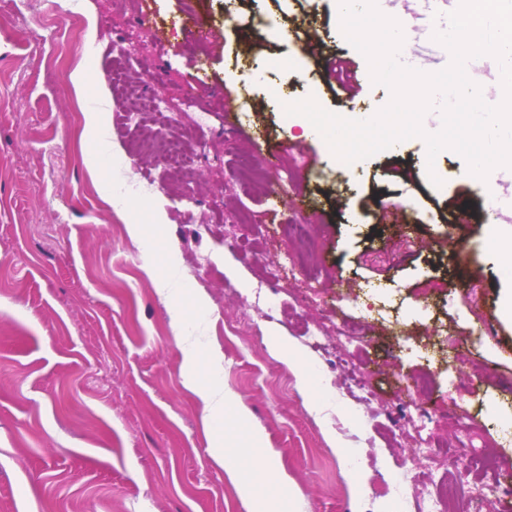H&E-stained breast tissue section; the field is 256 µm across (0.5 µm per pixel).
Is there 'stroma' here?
<instances>
[{"label": "stroma", "mask_w": 512, "mask_h": 512, "mask_svg": "<svg viewBox=\"0 0 512 512\" xmlns=\"http://www.w3.org/2000/svg\"><path fill=\"white\" fill-rule=\"evenodd\" d=\"M65 4L40 0L33 16L24 0H0V512H250L209 455L182 383L180 332L223 354L219 382L274 449L298 492L295 512H390L394 487L447 481L464 438L481 512H501L496 475L512 474V440L499 426L512 417V322L501 304L512 277L488 224L453 221L482 194L457 153L430 164L412 138L347 166L285 115L284 104L309 96L347 118L390 99L344 39L332 0H168L158 14L145 0H83L77 27ZM189 13L212 39L190 34ZM339 59L363 75L355 98L335 93L329 66ZM78 69L93 75L79 90ZM198 71L211 89L200 109H183ZM153 97L170 117L149 110ZM203 111L204 157L182 139ZM88 112L105 113L99 134L85 131ZM158 142L180 143L181 163H165ZM94 149L107 159L95 175ZM120 176L138 186L122 212L107 198ZM157 203L167 223L156 274L209 301L181 327L143 269L145 245L127 231L150 224ZM295 221L312 250L303 276L284 232ZM262 283L278 291L275 316L258 301ZM474 285L477 308L450 305ZM483 322L489 344H466ZM273 330L307 362L334 364L336 397L320 411L272 354ZM358 373L364 399L348 391ZM413 373L431 376L425 402L457 405L455 420L426 421L433 455L414 474L399 396ZM328 428L361 469L343 466ZM488 456L498 472L484 468Z\"/></svg>", "instance_id": "obj_1"}]
</instances>
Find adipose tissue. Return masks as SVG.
<instances>
[{"mask_svg": "<svg viewBox=\"0 0 512 512\" xmlns=\"http://www.w3.org/2000/svg\"><path fill=\"white\" fill-rule=\"evenodd\" d=\"M176 343L182 353L184 385L203 407L213 462L233 476L247 473V480L239 484V492L254 502L255 512H291L294 494L288 487V476L277 468L272 452L265 446L262 431L250 427L247 440L242 444L226 437L225 414H233L241 424L246 423L247 414L239 400L226 393L223 386L202 379L207 368L219 365L220 354L202 350L184 336L177 337Z\"/></svg>", "mask_w": 512, "mask_h": 512, "instance_id": "adipose-tissue-1", "label": "adipose tissue"}]
</instances>
